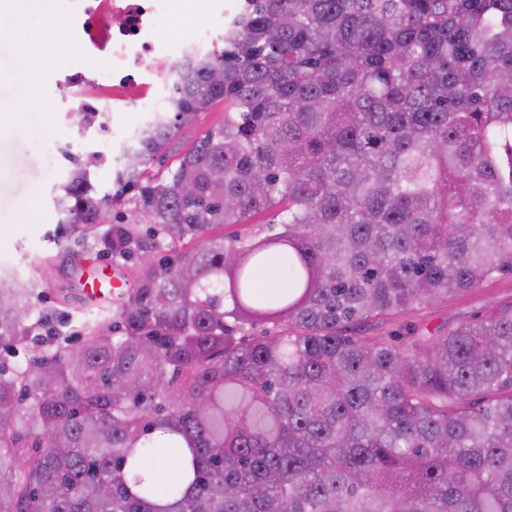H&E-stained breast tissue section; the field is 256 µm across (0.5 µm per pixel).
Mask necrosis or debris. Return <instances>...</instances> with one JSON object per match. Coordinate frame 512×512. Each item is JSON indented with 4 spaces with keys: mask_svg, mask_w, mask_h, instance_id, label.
<instances>
[{
    "mask_svg": "<svg viewBox=\"0 0 512 512\" xmlns=\"http://www.w3.org/2000/svg\"><path fill=\"white\" fill-rule=\"evenodd\" d=\"M173 0H71L73 16L82 17L78 46L62 69L74 93L72 110L91 113L93 121L134 106L143 112L162 109V90L171 86L182 64L202 51L199 32L169 47L159 23ZM95 53L103 66L87 74L85 56Z\"/></svg>",
    "mask_w": 512,
    "mask_h": 512,
    "instance_id": "necrosis-or-debris-1",
    "label": "necrosis or debris"
}]
</instances>
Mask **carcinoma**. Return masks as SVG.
Returning <instances> with one entry per match:
<instances>
[{"instance_id": "carcinoma-1", "label": "carcinoma", "mask_w": 512, "mask_h": 512, "mask_svg": "<svg viewBox=\"0 0 512 512\" xmlns=\"http://www.w3.org/2000/svg\"><path fill=\"white\" fill-rule=\"evenodd\" d=\"M125 153L114 193L75 160L54 203L140 275L83 344L0 364V512H512V305L366 335L512 274V0H240ZM129 190L146 232L97 233ZM36 288L0 274V345ZM224 121V103H217L198 113L192 120L176 129L165 148V159L159 157L147 163L145 169L150 174L162 173L171 163L187 152L208 131L221 125ZM279 221V217L276 216L275 212H266L262 215H259L251 220V224H238V225H230L222 228H218L216 232L224 231L225 235H232L241 231L243 229H248L252 231H257L259 229H264V232L261 234L264 236L269 233L268 223H277Z\"/></svg>"}]
</instances>
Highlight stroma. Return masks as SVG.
Listing matches in <instances>:
<instances>
[{"mask_svg":"<svg viewBox=\"0 0 512 512\" xmlns=\"http://www.w3.org/2000/svg\"><path fill=\"white\" fill-rule=\"evenodd\" d=\"M206 2L175 0L162 21L170 44L201 28L223 33L222 17L210 13ZM46 35L53 38L50 52L56 65L42 73L29 72L22 60L39 52ZM75 43L74 26L60 0L47 15L27 0H0V269L13 267L23 276L43 280L32 300L30 336L12 347L0 346V360L9 365L26 366L43 349L82 343L91 326L111 321V302L89 300L76 281V267L89 274L117 273L130 286L139 275L136 260L78 245L57 224L53 198L72 168L70 155L84 159L109 145V162L90 167L89 172L98 193L114 192L113 160L130 134L149 119L145 112H115L105 126L87 128L58 111V104L69 95L58 81V66L68 61ZM223 120L220 103L198 113L174 131L164 159L149 161L147 171L163 172ZM510 303L512 276L505 274L465 295L388 317L374 330L399 347L412 331L428 334L473 322Z\"/></svg>","mask_w":512,"mask_h":512,"instance_id":"1","label":"stroma"}]
</instances>
